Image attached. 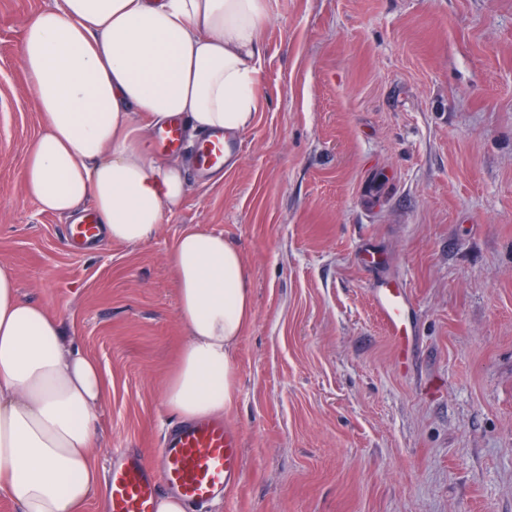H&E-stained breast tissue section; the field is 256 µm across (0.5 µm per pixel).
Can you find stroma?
Returning a JSON list of instances; mask_svg holds the SVG:
<instances>
[{"mask_svg":"<svg viewBox=\"0 0 512 512\" xmlns=\"http://www.w3.org/2000/svg\"><path fill=\"white\" fill-rule=\"evenodd\" d=\"M50 4L0 0V269L110 384L85 512H111L115 455L179 422L169 250L189 227L240 251L254 297L224 413L241 481L190 512H512V0H266L237 166L201 171L185 140L157 235L82 247L22 178L42 127L19 46ZM378 279L411 299L403 367Z\"/></svg>","mask_w":512,"mask_h":512,"instance_id":"1","label":"stroma"}]
</instances>
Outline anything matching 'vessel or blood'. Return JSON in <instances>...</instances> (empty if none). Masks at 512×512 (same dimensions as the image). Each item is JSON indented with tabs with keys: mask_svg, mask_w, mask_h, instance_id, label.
I'll return each mask as SVG.
<instances>
[{
	"mask_svg": "<svg viewBox=\"0 0 512 512\" xmlns=\"http://www.w3.org/2000/svg\"><path fill=\"white\" fill-rule=\"evenodd\" d=\"M203 170L224 166V134H209L196 150ZM373 305L398 350H405L413 334L410 300L404 288L380 283L372 288ZM242 475L238 438L221 421L182 424L164 436L153 456L126 450L113 465L110 477L112 512H155L160 491L188 504L221 497L239 484Z\"/></svg>",
	"mask_w": 512,
	"mask_h": 512,
	"instance_id": "b4317fda",
	"label": "vessel or blood"
}]
</instances>
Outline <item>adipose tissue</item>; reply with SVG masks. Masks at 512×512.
<instances>
[{"instance_id": "ef3b65f1", "label": "adipose tissue", "mask_w": 512, "mask_h": 512, "mask_svg": "<svg viewBox=\"0 0 512 512\" xmlns=\"http://www.w3.org/2000/svg\"><path fill=\"white\" fill-rule=\"evenodd\" d=\"M264 17L265 0H53L34 15L20 57L44 130L23 179L40 211L89 203L111 241L151 240L187 194L183 164L151 153L152 130L183 118L233 141L254 125ZM170 262L187 338L162 396L184 420L218 418L237 399L252 284L220 234L185 231ZM106 392L98 365L0 269V492L17 512H82Z\"/></svg>"}]
</instances>
